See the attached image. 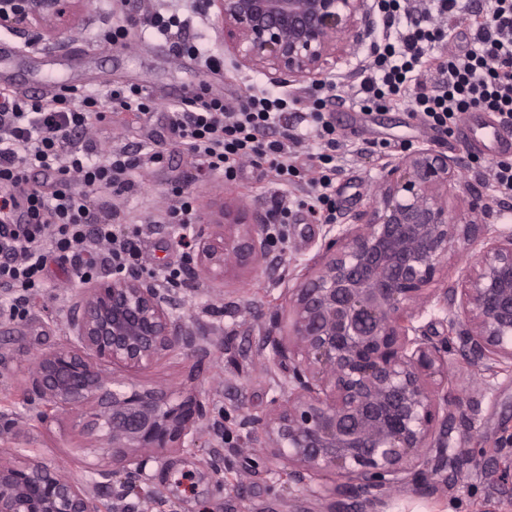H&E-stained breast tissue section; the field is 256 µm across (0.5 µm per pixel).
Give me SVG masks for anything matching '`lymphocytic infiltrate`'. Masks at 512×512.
I'll list each match as a JSON object with an SVG mask.
<instances>
[{
    "label": "lymphocytic infiltrate",
    "instance_id": "f902f5d3",
    "mask_svg": "<svg viewBox=\"0 0 512 512\" xmlns=\"http://www.w3.org/2000/svg\"><path fill=\"white\" fill-rule=\"evenodd\" d=\"M378 7L386 34L354 86L361 110H386L408 100L413 116L435 134H454L475 109L512 128V0H492L485 13L472 10L469 0H438L435 12L464 19L471 32L469 48L445 55L430 51L442 29L425 0H379ZM413 12L417 20L403 24ZM332 96L329 85L310 94L300 115L306 124L301 138L282 128L289 99L264 89L238 104L188 98L171 115L172 142L191 153L200 169L228 181L244 160L264 159L280 187L269 199L271 235L278 240L292 208L307 209L324 224L336 215L338 139L324 110ZM149 103L136 86L103 93L65 89L48 97L0 91V292L11 297L10 318L27 316L50 263L67 265L83 283L141 266L144 227L115 223L93 196L129 192L134 171L160 163L164 155L124 148L100 154L83 131L115 112H144ZM34 168L54 178L53 191L29 187Z\"/></svg>",
    "mask_w": 512,
    "mask_h": 512
}]
</instances>
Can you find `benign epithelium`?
Instances as JSON below:
<instances>
[{
  "label": "benign epithelium",
  "mask_w": 512,
  "mask_h": 512,
  "mask_svg": "<svg viewBox=\"0 0 512 512\" xmlns=\"http://www.w3.org/2000/svg\"><path fill=\"white\" fill-rule=\"evenodd\" d=\"M84 0H0V27L54 44L80 29ZM217 30L239 69L271 82L323 81L375 33L368 0H209ZM469 194L456 162L431 144L390 158L367 208L325 225L318 250L276 314L285 334L268 336L259 365L278 394L261 416L246 415L249 449L271 452L288 483L316 495L358 488L370 506L397 492L433 493L469 464L512 493V438L479 457L468 418L448 401L451 369L471 367L472 397L491 390L485 375L512 369V229L483 223L471 201L464 217L448 190ZM268 218L233 198L216 201L192 227L189 267L222 280L226 270L271 262ZM473 254L452 279L448 254ZM441 325L444 334L433 332ZM204 347L175 311L172 289L132 272L103 276L72 302L65 336L34 362L31 402L46 424L65 413L83 448L108 447L76 481L28 454L0 448V512H127L168 454L208 447L219 431L210 408L183 384L147 387L139 374L159 361Z\"/></svg>",
  "instance_id": "obj_1"
}]
</instances>
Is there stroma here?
Masks as SVG:
<instances>
[{
    "label": "stroma",
    "mask_w": 512,
    "mask_h": 512,
    "mask_svg": "<svg viewBox=\"0 0 512 512\" xmlns=\"http://www.w3.org/2000/svg\"><path fill=\"white\" fill-rule=\"evenodd\" d=\"M167 5V0H85L79 34L62 35L52 45L33 35L24 39L0 28V89L24 96H48L59 81L87 91L141 87L156 99L151 110L139 116L129 112L115 115L111 122L93 124L87 132L101 149L126 146L136 150L167 140L169 117L183 98L218 97L237 103L246 100L252 85L269 86L263 72L234 67L213 12L188 10L183 35L223 59V74H211L178 53L147 25L150 14ZM111 25L127 27L125 45L115 46L102 39V30ZM336 84L340 104L332 108L330 119L347 146L341 152L335 199L337 210L345 212L364 208L380 178L382 162L376 153L361 150L363 140L388 139L416 146L423 137L421 124L408 104L369 115L352 100L350 78L337 79ZM434 145L456 159L460 174L488 203L485 222L512 227V206H501L491 179L492 167L512 163V139L482 155L478 167L471 166L472 149L460 139H438ZM177 186L190 191L201 210L222 197L265 209L274 191L266 165L246 161L236 180L228 182L219 175L199 174L181 148H167L162 164L135 173L129 193L98 197L99 203L114 213L116 223L148 226L142 254L161 268L182 261L176 232L155 221L171 202ZM320 240V224L306 211L293 210L280 243L285 252L283 264L256 272L232 270L220 283L203 276L188 279L175 291L178 314L203 339L207 352H187L161 361L140 379L148 386L181 380L208 404L212 417L221 418L224 424V465L214 469L208 450L196 448L168 455L164 466L152 467L150 485L165 497L162 512H329L336 502L344 512H358L364 493L338 500L313 497L280 477V465L268 452L244 449L249 430L242 425L243 417L263 415L275 395L273 379L256 360L263 319L280 310L291 274L314 256ZM80 286L66 267L51 264L47 285L29 315L22 320L0 315V355L7 359L0 367V413L33 414L25 392L27 372L38 355L59 342L70 296ZM490 384L492 389L482 398L473 421L458 425L459 433L468 436L470 447L484 451L512 435V374H498ZM75 444L71 423L63 415L49 425H34L8 442L12 448L40 449L45 462L80 480L86 475V464L95 462L96 456L77 450ZM464 480L461 487L452 486L434 495L407 493L389 504H374L372 510L512 512V498L497 494L487 479L468 471Z\"/></svg>",
    "instance_id": "obj_1"
}]
</instances>
